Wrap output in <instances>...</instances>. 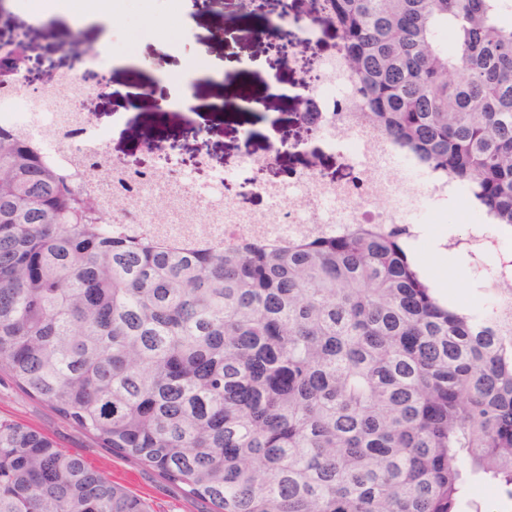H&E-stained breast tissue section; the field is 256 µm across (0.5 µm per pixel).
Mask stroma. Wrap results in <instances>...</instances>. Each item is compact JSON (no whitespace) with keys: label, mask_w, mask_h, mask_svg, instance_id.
<instances>
[{"label":"stroma","mask_w":512,"mask_h":512,"mask_svg":"<svg viewBox=\"0 0 512 512\" xmlns=\"http://www.w3.org/2000/svg\"><path fill=\"white\" fill-rule=\"evenodd\" d=\"M181 15V7L169 9L167 25L159 27L154 25L153 15L144 13L138 0H132L128 16L116 21L117 29L112 34L114 53L138 57L142 66L137 71L113 67L112 92L104 98L90 97L86 102L95 123L110 130L113 156L149 165L155 160L156 150L169 152L182 160L185 174L198 184L223 175L228 185L226 200L249 213H263L270 207L266 197L238 194L240 184L249 175L243 161L252 155L275 154L270 180L288 188L305 171L310 154L318 157L322 169L337 181L347 183L359 178V170L348 165L341 151L307 140L308 122L324 117L325 106L318 96H311L308 112L303 115L297 112L296 101L270 92L271 86L289 87L302 75L291 51L284 46L285 38L298 36V27H289L284 35L271 31L261 37L236 36L222 41L216 30L221 26L233 29L239 0H224L220 9L213 7L212 0H192L193 29L188 35L181 32ZM201 59L223 66V80H194V103L188 120L154 126L153 142L145 144L138 137L137 128L154 125L155 107L166 106L179 95L181 87L173 78L181 64ZM230 81L250 86L258 97L260 110L243 106L214 116L211 107L221 101ZM131 83L150 88L148 103L136 106L130 96L121 94V87ZM117 113L127 115V124L113 125ZM418 261L457 301L465 305L471 302L472 269L467 261L434 245L420 252ZM3 418L48 434L59 447L81 455L114 483L146 498L153 512H210L208 504L188 496L157 472L101 447L50 407L23 394L7 373L0 372V419Z\"/></svg>","instance_id":"stroma-1"}]
</instances>
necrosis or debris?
I'll return each mask as SVG.
<instances>
[{
  "label": "necrosis or debris",
  "instance_id": "4bbe7bcc",
  "mask_svg": "<svg viewBox=\"0 0 512 512\" xmlns=\"http://www.w3.org/2000/svg\"><path fill=\"white\" fill-rule=\"evenodd\" d=\"M16 55L14 38L0 37V56L14 60L11 70L0 71V128L26 139L50 166L64 173L73 175L86 164L97 163L101 178L91 189L119 203L118 230L132 238L152 237L188 250L252 238L279 245L307 232L332 236L353 224L403 223L402 203L417 193L427 201L429 211L438 215L449 198L464 193L458 178L443 171H423L417 188L402 184L390 159L401 156L411 169L417 162L410 153H398L361 111L360 87L342 54L329 62L327 77L316 88L303 81L297 87L305 95L316 92L328 103L322 137L328 146H340L347 160L361 169L368 179L366 189L331 183L317 190V173L310 168L301 174V189L295 195L264 183L253 185V192L270 199L271 208L248 215L223 205L219 187L164 179V152H157L154 164L140 170L113 167L107 131L82 109L88 91L104 77L99 53L73 58L67 69L56 70L52 84L35 99L23 91L30 81L31 64L17 61ZM462 218L468 236L482 253L484 267L475 278L484 291L477 306L485 312L489 309L487 295L503 274L504 253L497 238L487 234L496 220L469 207Z\"/></svg>",
  "mask_w": 512,
  "mask_h": 512
}]
</instances>
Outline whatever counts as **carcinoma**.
Segmentation results:
<instances>
[{
	"instance_id": "1",
	"label": "carcinoma",
	"mask_w": 512,
	"mask_h": 512,
	"mask_svg": "<svg viewBox=\"0 0 512 512\" xmlns=\"http://www.w3.org/2000/svg\"><path fill=\"white\" fill-rule=\"evenodd\" d=\"M359 107L512 228L502 0H332ZM448 32L454 51L441 39ZM67 54L81 55L80 30ZM0 129V369L212 512H488L512 502V285L478 319L408 224L182 252ZM0 512H150L45 433L0 420Z\"/></svg>"
}]
</instances>
